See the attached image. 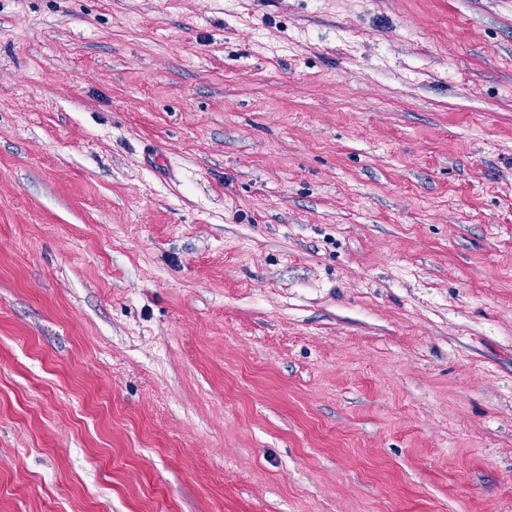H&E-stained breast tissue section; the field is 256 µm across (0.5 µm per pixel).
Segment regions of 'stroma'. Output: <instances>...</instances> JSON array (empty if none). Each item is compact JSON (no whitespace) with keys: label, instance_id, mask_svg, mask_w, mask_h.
Wrapping results in <instances>:
<instances>
[{"label":"stroma","instance_id":"stroma-1","mask_svg":"<svg viewBox=\"0 0 512 512\" xmlns=\"http://www.w3.org/2000/svg\"><path fill=\"white\" fill-rule=\"evenodd\" d=\"M0 512H512V0H0Z\"/></svg>","mask_w":512,"mask_h":512}]
</instances>
